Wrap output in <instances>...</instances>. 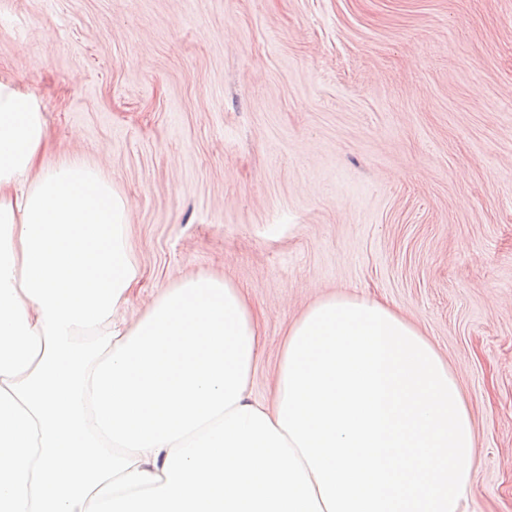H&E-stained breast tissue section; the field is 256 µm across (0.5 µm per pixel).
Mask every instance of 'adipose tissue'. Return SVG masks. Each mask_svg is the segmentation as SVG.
Masks as SVG:
<instances>
[{"label": "adipose tissue", "mask_w": 512, "mask_h": 512, "mask_svg": "<svg viewBox=\"0 0 512 512\" xmlns=\"http://www.w3.org/2000/svg\"><path fill=\"white\" fill-rule=\"evenodd\" d=\"M37 100L0 79V512H468L470 408L421 330L331 294L286 329L197 274L116 321L141 277L130 207L44 166Z\"/></svg>", "instance_id": "obj_1"}]
</instances>
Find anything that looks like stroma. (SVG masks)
Masks as SVG:
<instances>
[{"instance_id": "1", "label": "stroma", "mask_w": 512, "mask_h": 512, "mask_svg": "<svg viewBox=\"0 0 512 512\" xmlns=\"http://www.w3.org/2000/svg\"><path fill=\"white\" fill-rule=\"evenodd\" d=\"M0 77L131 207L119 319L231 281L268 402L309 305L385 301L471 407L468 512H512V0H0Z\"/></svg>"}]
</instances>
